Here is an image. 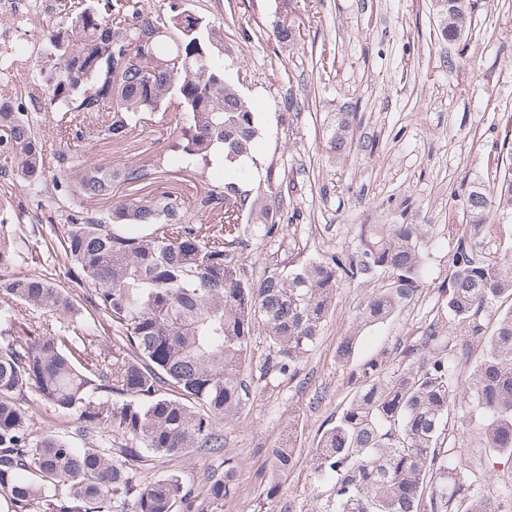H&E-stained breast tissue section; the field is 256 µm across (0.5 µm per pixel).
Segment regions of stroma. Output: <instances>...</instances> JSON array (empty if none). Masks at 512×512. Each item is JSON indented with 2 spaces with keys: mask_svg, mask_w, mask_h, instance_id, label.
Instances as JSON below:
<instances>
[{
  "mask_svg": "<svg viewBox=\"0 0 512 512\" xmlns=\"http://www.w3.org/2000/svg\"><path fill=\"white\" fill-rule=\"evenodd\" d=\"M62 0L25 28L28 48L15 66L37 60L61 22ZM221 29L226 79L238 85L261 127L247 166L253 181L274 170L281 203L279 237L254 247L247 269L352 253L364 224H429L437 240L428 277L396 316L362 330L349 361L338 357L370 286L352 282L336 292L333 308L312 350L293 374L261 385L244 414L224 425L228 456L239 465L235 497L224 512H336L327 484L311 468L321 433L354 398L364 371L378 366L392 377L408 364V345L447 312L440 289L456 248L462 200L473 183L494 190L493 179L512 162V0H473L472 22L448 40L433 0H145L151 17L169 16L171 4ZM300 34L275 37L283 18ZM348 117L346 148L329 140ZM180 120L174 110L148 117L130 141L108 144L96 136L98 116L83 119L88 135L67 133L69 117L39 112L46 169L59 171L62 155L91 156L105 164H140L167 150ZM474 240L482 255L512 249V207L496 212ZM464 410L452 405L443 442L460 454L472 491L512 501V462L490 464ZM294 431L295 463L280 478L270 501L269 450ZM224 459L191 452L167 460L144 458V479L179 476L198 487L207 474L224 470Z\"/></svg>",
  "mask_w": 512,
  "mask_h": 512,
  "instance_id": "1",
  "label": "stroma"
}]
</instances>
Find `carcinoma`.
<instances>
[{
  "label": "carcinoma",
  "instance_id": "cac0c4a2",
  "mask_svg": "<svg viewBox=\"0 0 512 512\" xmlns=\"http://www.w3.org/2000/svg\"><path fill=\"white\" fill-rule=\"evenodd\" d=\"M61 19L38 64L47 111L106 112L99 137L116 143L163 107L181 112V123L167 155L142 165L79 161L65 185L50 187L36 118L0 95V193L18 183L47 219L61 218V234L49 224L48 243L70 263L66 285L41 273L0 275V490L9 512H110L112 503L129 512H223L237 490L232 458L201 496L174 475L144 481L133 461L223 452L222 423L252 395L253 336L268 343L259 378L295 372L343 282L391 277L366 296L357 329L391 319L424 286L431 225L362 224L351 255L286 272L274 265L253 278L246 250L279 231L280 201L249 187L243 167L188 201L160 185L179 171L206 178L219 158L243 163L260 134L250 103L224 77L207 24L176 11L170 36L140 0H90ZM470 20L469 5H459L443 35L457 38ZM349 128L346 118L338 124L332 150L344 147ZM119 184L140 195L104 212L80 205L111 199ZM494 203L484 188L462 201L466 221L445 278L449 318L406 350L417 365L362 385L321 435L313 470L332 484L336 512H512L469 494L440 443L455 402L449 379L464 356L448 352L452 328L484 343L464 398L479 417L482 447L512 459V309L487 338L481 324L494 302L512 300V251L488 262L471 243ZM23 221L21 211L11 222L0 216V263L26 261ZM43 404L67 420L35 425ZM294 462L288 435L271 450L272 472L284 475Z\"/></svg>",
  "mask_w": 512,
  "mask_h": 512
}]
</instances>
